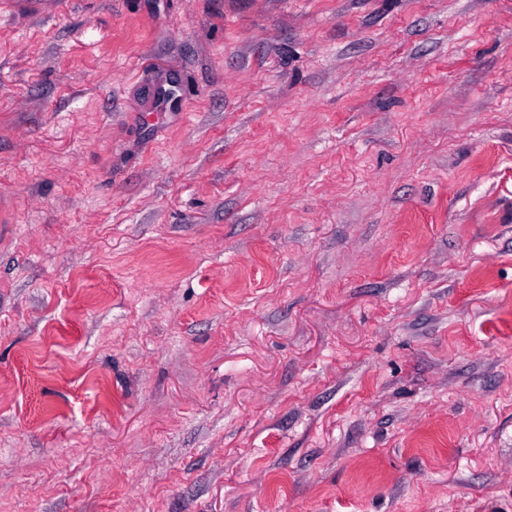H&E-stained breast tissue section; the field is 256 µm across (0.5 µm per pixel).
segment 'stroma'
Instances as JSON below:
<instances>
[{
	"label": "stroma",
	"instance_id": "obj_1",
	"mask_svg": "<svg viewBox=\"0 0 512 512\" xmlns=\"http://www.w3.org/2000/svg\"><path fill=\"white\" fill-rule=\"evenodd\" d=\"M0 512H512V0L0 14Z\"/></svg>",
	"mask_w": 512,
	"mask_h": 512
}]
</instances>
